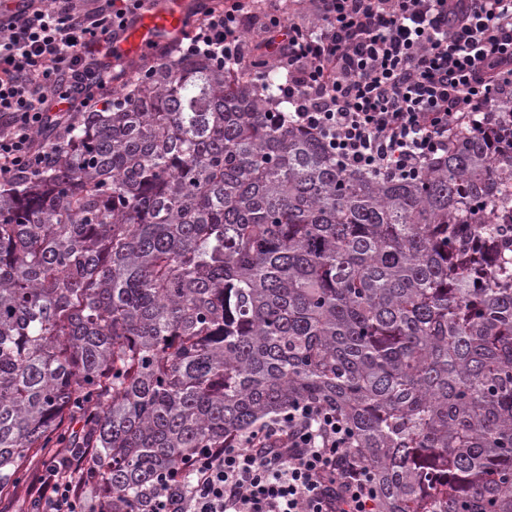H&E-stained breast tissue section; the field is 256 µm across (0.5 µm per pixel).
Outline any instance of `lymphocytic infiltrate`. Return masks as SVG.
I'll return each mask as SVG.
<instances>
[{
  "mask_svg": "<svg viewBox=\"0 0 512 512\" xmlns=\"http://www.w3.org/2000/svg\"><path fill=\"white\" fill-rule=\"evenodd\" d=\"M145 0H0V182L36 171L54 150L36 131L71 129L98 106L118 66L117 34ZM306 21L285 23L245 0L205 11L179 49L218 65L243 62L245 30L285 74L280 91L304 128L329 142L344 169L416 177L460 125H502L512 114V0H308ZM334 410L299 405L185 461L182 512H374L371 471L346 454ZM89 451H57L27 487L33 512H87Z\"/></svg>",
  "mask_w": 512,
  "mask_h": 512,
  "instance_id": "obj_1",
  "label": "lymphocytic infiltrate"
}]
</instances>
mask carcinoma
I'll list each match as a JSON object with an SVG mask.
<instances>
[{"instance_id": "carcinoma-1", "label": "carcinoma", "mask_w": 512, "mask_h": 512, "mask_svg": "<svg viewBox=\"0 0 512 512\" xmlns=\"http://www.w3.org/2000/svg\"><path fill=\"white\" fill-rule=\"evenodd\" d=\"M279 84L162 50L0 184V499L89 448L87 498L142 512L313 403L375 512H512V145L464 124L415 180L345 171ZM178 473H170L159 474L157 479V490L156 492L147 500L146 507L143 512H172V502L169 496V488H171L174 483H177Z\"/></svg>"}]
</instances>
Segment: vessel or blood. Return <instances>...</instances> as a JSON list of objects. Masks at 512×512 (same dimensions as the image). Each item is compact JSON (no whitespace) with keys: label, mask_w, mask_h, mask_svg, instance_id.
Masks as SVG:
<instances>
[{"label":"vessel or blood","mask_w":512,"mask_h":512,"mask_svg":"<svg viewBox=\"0 0 512 512\" xmlns=\"http://www.w3.org/2000/svg\"><path fill=\"white\" fill-rule=\"evenodd\" d=\"M192 7L191 0H155L147 11L119 34V49L125 54L135 55L145 45L166 42L181 29Z\"/></svg>","instance_id":"b4317fda"}]
</instances>
